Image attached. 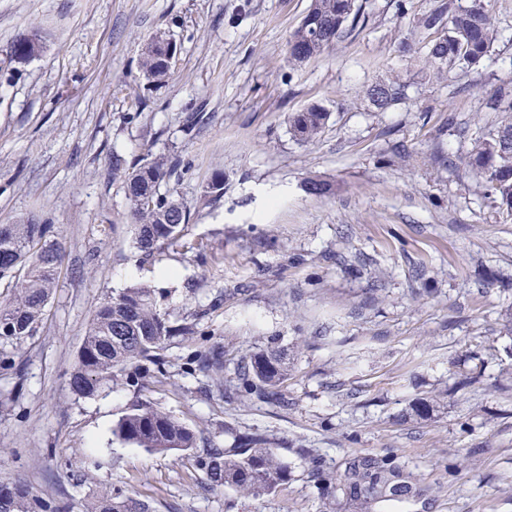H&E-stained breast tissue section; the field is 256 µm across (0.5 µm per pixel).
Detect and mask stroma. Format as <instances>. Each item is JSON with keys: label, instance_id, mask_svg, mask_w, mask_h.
Masks as SVG:
<instances>
[{"label": "stroma", "instance_id": "obj_1", "mask_svg": "<svg viewBox=\"0 0 512 512\" xmlns=\"http://www.w3.org/2000/svg\"><path fill=\"white\" fill-rule=\"evenodd\" d=\"M348 36L300 66L287 40L310 0H0V224L32 217L66 242L23 377L0 372V481L18 479L81 512L92 491L138 492L152 512H320L301 451L328 466L394 450L425 494L409 512H512V216L464 165L512 95V0H483L497 37L446 79L423 71L414 18L435 0H358ZM39 35L43 52L12 55ZM177 54L147 80L155 36ZM412 43L403 52V43ZM393 76L409 97L376 111L367 85ZM330 117L297 143L288 118ZM202 114L193 138L187 116ZM177 154L169 187L191 209L185 243L145 259L112 179L125 160ZM224 192H206L215 172ZM331 195L304 190L307 178ZM142 284L188 335L141 391L67 384L95 308ZM280 336L288 404L228 400L187 363L217 345L239 358ZM481 362L483 380L458 391ZM149 400L195 429L199 448L266 435L292 465L257 496L215 488L192 459L129 445L112 427ZM166 41L162 36H157L146 45L142 53L141 69L145 77L154 82L163 81L170 73L167 48L164 47Z\"/></svg>", "mask_w": 512, "mask_h": 512}]
</instances>
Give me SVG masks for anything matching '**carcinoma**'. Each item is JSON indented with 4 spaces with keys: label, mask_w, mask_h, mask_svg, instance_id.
I'll return each instance as SVG.
<instances>
[{
    "label": "carcinoma",
    "mask_w": 512,
    "mask_h": 512,
    "mask_svg": "<svg viewBox=\"0 0 512 512\" xmlns=\"http://www.w3.org/2000/svg\"><path fill=\"white\" fill-rule=\"evenodd\" d=\"M361 6L357 0H311L309 9L288 37V59L300 65L321 55L336 40L353 30ZM417 32L437 34L421 59L437 78L459 65L480 63L492 48L497 31L489 12L475 4L455 9L451 3L435 5L418 18ZM164 39L155 37L142 53L146 78L163 81L170 73ZM408 85L399 77L367 86L363 97L378 111L407 98ZM329 113L319 105L295 113L289 119L293 138L300 144L314 142ZM465 165L482 180V186L499 206L512 215V104L508 114L487 134L474 140ZM177 156L140 159L120 158L112 175L121 179L130 202L134 247L151 256L164 245H180L190 220V208L174 198L167 185L179 176ZM66 255L62 239L50 234L45 224L31 219L20 224H0V281L8 280L6 296H0V370L16 372V350L34 340L57 285ZM186 335V328L172 323L157 307L156 291L133 285L108 297L94 311L77 361L69 373L68 387L78 398H92L101 387L119 381L136 390L142 387L141 371L159 367L165 344ZM198 370L219 379L226 368L224 351L211 348L193 356ZM236 389L248 397L277 404L288 402V358L273 337L264 348L234 363ZM127 444L156 453L180 452L193 458L210 485L231 487L249 495L274 490L290 475L288 462L257 434L241 437L233 450L208 448L199 453L194 429L158 409L139 402L122 416L112 430ZM308 476L327 500L322 512H376L390 502L415 504L424 495L412 472L390 452L354 454L334 468L322 458L308 456ZM0 512H69L59 498L38 494L20 481L0 482ZM83 512H151L137 493L99 490L83 504Z\"/></svg>",
    "instance_id": "obj_1"
}]
</instances>
